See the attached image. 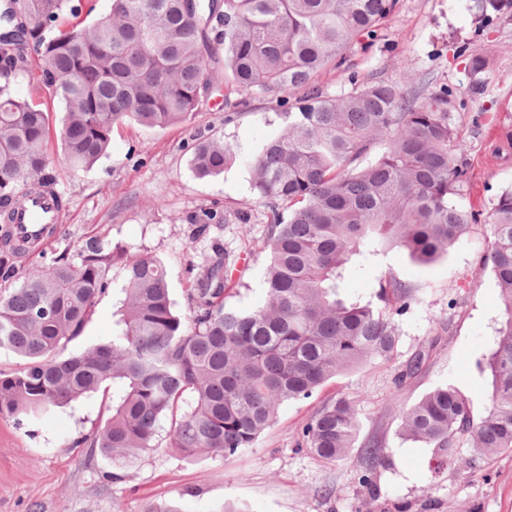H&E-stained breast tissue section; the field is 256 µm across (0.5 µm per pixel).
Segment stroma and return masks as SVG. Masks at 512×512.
I'll list each match as a JSON object with an SVG mask.
<instances>
[{
	"label": "stroma",
	"instance_id": "35a3bbf8",
	"mask_svg": "<svg viewBox=\"0 0 512 512\" xmlns=\"http://www.w3.org/2000/svg\"><path fill=\"white\" fill-rule=\"evenodd\" d=\"M473 53L485 59L490 79L477 101L468 71ZM355 78L451 90L474 174L467 200L477 216L446 259L419 266L394 249L381 264L355 263L346 271V293L365 302L374 301L377 280L387 270L416 287L417 302L399 318L395 360L339 376L312 398L282 405L274 424L240 459H188L164 447L120 481L111 479L108 461L80 445L104 416L100 396L59 410L30 434L0 420V512H154L166 506L222 512L228 503L248 512H512V453L486 459L465 446L446 471L432 476L431 448L400 438L393 404L397 397L412 404L447 383L470 400L474 413L489 403L491 378L476 363L493 348L504 316L495 281L480 260L491 241V204L512 188V155L492 151L496 134L512 130V11L481 26L470 0H399L373 44L353 47L342 68L325 71L318 84L327 95L340 96L352 91ZM246 100L238 106L214 93L195 119L162 129L124 122L112 131L108 155L88 171H71L56 143H49L55 188L66 205L54 240L24 258L21 271L62 251L76 254L91 237L119 241L163 258L180 302L219 248L238 259L233 303L245 309L260 304L267 226L250 173L236 165L219 177L198 178L186 148L211 134L259 147L280 127L281 108L274 97L256 92ZM208 208L223 211L225 221L202 236L189 218ZM241 211L249 212V223L238 220ZM115 302L110 292L99 299L70 351L111 337ZM420 349L430 352L426 367L396 389L395 375ZM339 393L354 402L361 437H378L387 449L389 460L375 473L377 495L358 482V451L327 464L301 446L302 425Z\"/></svg>",
	"mask_w": 512,
	"mask_h": 512
}]
</instances>
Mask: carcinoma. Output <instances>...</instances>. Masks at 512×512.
<instances>
[{"label":"carcinoma","instance_id":"obj_1","mask_svg":"<svg viewBox=\"0 0 512 512\" xmlns=\"http://www.w3.org/2000/svg\"><path fill=\"white\" fill-rule=\"evenodd\" d=\"M397 2L112 0L109 13L87 24L94 0H10L0 12V205L53 188L48 113L39 96L12 86L32 65L40 89L64 105L56 137L74 172L107 154L114 126L189 121L215 91L226 101L253 90L286 94L288 109L257 149L218 135L193 143L198 177L244 166L266 209L262 305L226 301L232 259L220 251L181 311L163 259L88 239L76 259L54 256L0 291V350L22 361L0 371L1 420L26 430L81 397L112 394L85 443L121 470L119 480L164 442L186 458L235 457L254 447L283 404L368 363L393 361L398 317L415 290L386 273L378 303H364L344 292L347 265L377 262L392 248L433 264L475 219L462 202L468 146L448 90L410 94L371 79L333 98L317 84L347 50L379 36ZM474 8L487 24L512 0H474ZM469 69L484 93L485 61L474 54ZM12 223L13 215H0V273H14L32 247ZM191 223L204 231L224 215L204 210ZM489 224L482 265L505 316L494 349L477 362L491 376L489 406L475 415L450 384L398 405L399 434L433 449L436 475L464 445L486 458L512 452V188L497 196ZM117 278L112 338L67 353ZM424 365L416 352L397 372L396 390ZM359 436L355 405L343 394L302 428L305 448L326 463L360 448L359 482L371 489L385 446Z\"/></svg>","mask_w":512,"mask_h":512}]
</instances>
